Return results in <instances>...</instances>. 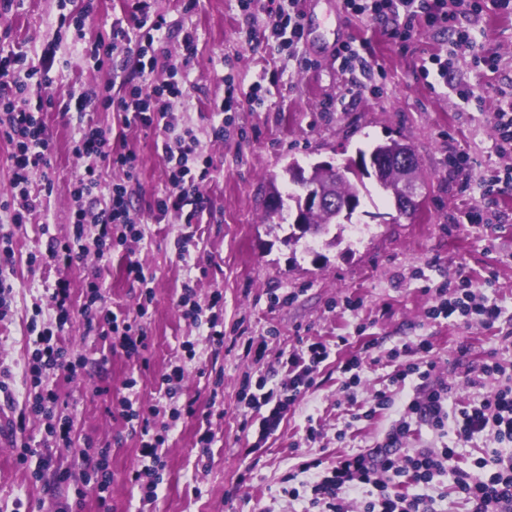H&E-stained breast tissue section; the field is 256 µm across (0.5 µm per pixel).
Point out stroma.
Listing matches in <instances>:
<instances>
[{"label":"stroma","mask_w":512,"mask_h":512,"mask_svg":"<svg viewBox=\"0 0 512 512\" xmlns=\"http://www.w3.org/2000/svg\"><path fill=\"white\" fill-rule=\"evenodd\" d=\"M93 22L85 30L61 24L75 14L81 0H13L0 8V46L36 56L55 46L52 83L45 93L62 99L72 93L118 91L121 79H135L134 64L122 75L111 65L95 67L81 52L96 39L109 38L112 20L123 0H94ZM152 12L164 16L170 31H194L198 55L189 71L193 102H173L170 119L177 128L192 129L202 152L212 160L210 174L199 190L208 209L193 224L173 214L155 223L150 207L169 188L156 133L124 127L112 111L93 112L95 123L123 133L126 147L139 158L138 185L132 196L133 216L142 236L115 247L100 282L110 307L118 316H135L141 288L126 276L128 260H139L153 290V300L142 323L152 338L144 356L127 357L110 351L108 340L76 327L66 331L63 343L72 357L84 360L76 377L57 373L51 380L66 405L61 412L73 425L71 446L54 450V465L68 472L67 481L34 482V461L20 462L22 445L45 444L39 419L30 417L25 428L17 421L24 407L27 377L25 362L31 324L54 322L48 296L59 277L71 282L75 304L86 295V277L96 265L87 256L84 265L64 268L55 264L29 265L28 258L46 251L51 241L72 232L71 186L84 163L70 150L77 122L57 111L43 118L53 133L54 151L47 171L33 175L35 183L49 185L43 209L28 223L11 227L0 212V230L13 234L14 285L10 308L0 317V368L11 372L14 403L0 404V512H12L23 502L29 512H55L60 501L73 500L85 485V467L79 453L109 451L112 483L107 508L88 497L82 512H302L303 501L285 492L286 479L305 459L330 460L340 452L372 448L397 419L390 409L374 421L351 422L349 406L336 371L338 362L358 348L359 335L376 339L383 349L429 339L430 357L437 375L452 387L449 414L480 400L482 388L470 386L469 365L490 352L512 362V345H505L500 329L512 326V191L498 196L493 226L456 224L462 210L480 204L478 194L461 192L465 176L507 165L511 157L492 148L494 112L512 107V7L487 5L479 27L481 43L496 52L499 66H475L472 51L456 47L443 30H422L400 47L380 23L347 13L342 0H317L300 50L312 61L299 68L287 53H272L246 41L248 27L263 29L272 20L256 8L253 23H246L238 0H198L183 12L180 0H153ZM366 41L375 81L348 88L339 72L334 45ZM453 58L447 85L430 88L422 70L431 55ZM281 72L262 107H244L225 115L217 104L224 98L222 77L232 74L240 93H247L262 71ZM471 85L485 96L482 108L460 104L451 87ZM223 125V138H214V125ZM414 148L430 194L416 217L398 216L395 207L375 183H368L354 222L367 232L350 247L327 248L313 259L304 245L289 248L284 229L265 222L263 201L270 188L287 191L284 169L291 159L307 165L320 161L343 162L357 149L388 139ZM466 155L467 170L451 163ZM189 247H182L183 238ZM467 275L483 283L489 300L502 310L498 326L479 320L463 323L431 320L434 288ZM192 285L201 305H213L223 324L224 343L210 344L206 323H193L176 307L184 285ZM288 296L284 305H271L272 296ZM361 299L354 311L340 310L345 298ZM348 342L337 345V337ZM331 345L321 364L316 384L289 406L280 428L258 441L260 414L248 405L251 396L278 389L285 376L278 362L281 351L295 349L300 339ZM193 352H186V343ZM467 354H460V347ZM184 368L175 397H168L157 382L170 366ZM134 388H127L128 380ZM157 405L158 423H170L159 472L156 501L144 500L142 490L129 481L139 461V438L112 413L118 398ZM194 399L199 412H213L214 440L201 450L196 418L171 421L174 408ZM315 428L316 440L306 431Z\"/></svg>","instance_id":"obj_1"}]
</instances>
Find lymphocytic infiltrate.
I'll return each mask as SVG.
<instances>
[{
	"instance_id": "1",
	"label": "lymphocytic infiltrate",
	"mask_w": 512,
	"mask_h": 512,
	"mask_svg": "<svg viewBox=\"0 0 512 512\" xmlns=\"http://www.w3.org/2000/svg\"><path fill=\"white\" fill-rule=\"evenodd\" d=\"M347 12L365 15L385 25L388 37L399 43L410 41L422 28L448 31L456 45L476 49L473 32L460 22L461 16L480 17L485 0H344ZM275 21L263 31L251 32L250 38L258 44L277 48L295 57L299 65L308 66L307 58L298 54L304 36L302 0H288L287 4L269 6ZM167 27L164 17L153 15L152 0H124L120 17L112 21L109 41L98 40L87 47V57L96 65L134 61L138 80L128 84L122 94L106 99L108 109L116 112L124 126L136 125L163 135L162 159L170 190L155 199L152 211L155 221L161 222L172 213L185 214L187 219L202 213L208 206L199 191L200 182L209 173L210 160L204 157L198 139L191 132L174 133L168 120L171 100L190 104L186 74L196 56L197 44L193 33L181 38L179 58L166 62V72H159L157 62L164 51L162 32ZM139 30V37H131V30ZM55 53L43 50L40 56L27 57L0 50V140L11 147V193L0 202L11 224L21 225L42 206V196L30 185L35 169L49 166L53 151V134L43 119L46 111L90 112L96 108L95 93H85L56 102L50 97L29 101L25 94L31 86L49 84L48 73ZM72 152L89 160L75 181L72 197L73 236L62 242L51 243L45 256H30V264L41 260L71 267L83 263L87 254H94L99 266H106L112 258L113 247L139 237L136 220L131 215L132 201L129 183L136 181L138 158L134 152L118 149L112 141V130L94 123L79 124L73 136ZM109 161L121 169L124 178L108 184L102 181L94 166L95 161ZM512 189V168L497 171L479 181L463 180L462 192H478L481 203L465 212L470 224H492L497 214L493 204L497 195ZM98 229L94 250L81 245L85 225ZM126 273L133 281L143 284L142 300L136 320H121L113 314L98 279V272L90 274L86 300L73 305L68 278H59L51 294L56 312V326L41 331L32 341L28 352L25 408L29 414L42 418L45 437L65 446L72 443V425L59 418L55 410L60 396L49 385L50 375L60 371L75 373L76 367L66 357L60 339L65 328L80 325L87 332L108 326L117 335L118 345L127 356L138 357L147 350L149 338L139 319L145 316L153 292L139 261H128ZM435 293L436 305L428 314L431 318L454 317L467 322L479 319L494 324L501 315L500 308L489 303L480 288L469 277L461 276L443 282ZM432 350L429 340L414 345H403L382 350L373 340L364 342L361 353L340 362L341 388L348 391L361 383L365 363H379L389 359L394 370L388 387L377 390L366 410L354 413V420H374L381 411L395 403L394 387L409 377L418 384L406 402L399 419L393 421L382 443L357 454H340L329 464L314 459L300 462L299 473L306 479L301 487L290 488L288 495L299 499L307 495L315 512H351L360 507L363 512H448V495L440 491L434 480L452 476L456 493L463 500L465 512H512V454L492 453L477 458L471 470L461 469L458 454L452 448H404L403 441L410 431V418L428 422L437 434L453 431L456 441L467 442L477 436H491L497 441L512 442V383L486 392L479 403L462 410L453 424H446L445 405L452 388L447 380L435 373L436 365L428 361ZM329 357L328 347L322 341L307 344L304 351H289L280 363L287 373L281 385L283 396L273 399L265 395L261 400L266 413L262 418V433L270 435L281 425L290 405L316 384V374ZM115 411L140 437V465L131 473L130 480L147 495H154L157 487L156 466L159 450L165 442L156 430V409L153 406H134L127 398L119 399Z\"/></svg>"
}]
</instances>
